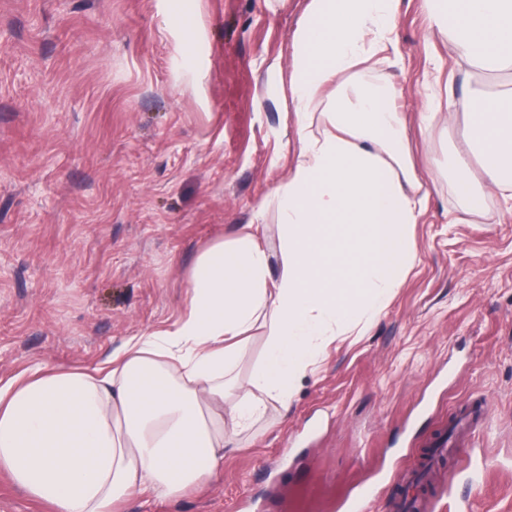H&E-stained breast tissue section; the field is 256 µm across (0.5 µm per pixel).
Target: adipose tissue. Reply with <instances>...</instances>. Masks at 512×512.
Returning a JSON list of instances; mask_svg holds the SVG:
<instances>
[{
	"mask_svg": "<svg viewBox=\"0 0 512 512\" xmlns=\"http://www.w3.org/2000/svg\"><path fill=\"white\" fill-rule=\"evenodd\" d=\"M401 0H310L294 32L290 89L299 149L280 213L282 273L253 225L205 246L172 329L130 337L109 370L39 369L0 384V470L53 512H113L136 493L182 494L224 467V423L244 432L287 403L319 347L353 316L374 321L415 257L408 232L427 184L447 180L461 216L512 196V89L475 84L433 96L421 114L465 117L448 162L421 181L401 96L367 75L398 58ZM459 64L512 70V0H423ZM485 177L477 183L472 165ZM266 352L241 386L244 337Z\"/></svg>",
	"mask_w": 512,
	"mask_h": 512,
	"instance_id": "adipose-tissue-1",
	"label": "adipose tissue"
}]
</instances>
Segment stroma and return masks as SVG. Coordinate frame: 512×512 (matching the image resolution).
I'll return each instance as SVG.
<instances>
[{
    "label": "stroma",
    "instance_id": "stroma-1",
    "mask_svg": "<svg viewBox=\"0 0 512 512\" xmlns=\"http://www.w3.org/2000/svg\"><path fill=\"white\" fill-rule=\"evenodd\" d=\"M309 0H0V379L93 368L144 331L173 327L201 249L267 202L259 236L279 277V211L298 147L293 33ZM402 0L401 55L379 76L417 123L433 79L466 68L425 40ZM440 73H433V62ZM462 125L414 134L420 179ZM430 192L416 260L374 322L323 337L288 405L224 450L182 495L136 494L120 512H345L374 486L386 512L469 400L489 404L474 457L443 461L433 512H512V213L491 197L454 223Z\"/></svg>",
    "mask_w": 512,
    "mask_h": 512
}]
</instances>
